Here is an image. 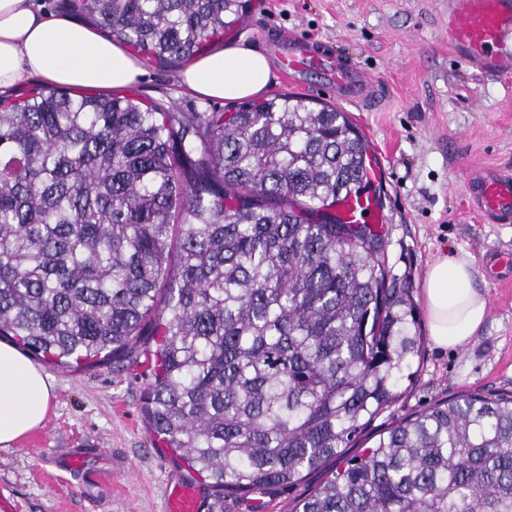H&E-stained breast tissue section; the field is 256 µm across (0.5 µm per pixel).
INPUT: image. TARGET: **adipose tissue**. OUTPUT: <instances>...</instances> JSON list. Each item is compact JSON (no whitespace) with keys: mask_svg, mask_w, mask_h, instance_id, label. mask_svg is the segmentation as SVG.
Here are the masks:
<instances>
[{"mask_svg":"<svg viewBox=\"0 0 512 512\" xmlns=\"http://www.w3.org/2000/svg\"><path fill=\"white\" fill-rule=\"evenodd\" d=\"M143 74L129 46L96 26L47 12L43 0H0V93L32 75L49 88L119 91ZM270 75L265 53L231 42L183 64L179 82L203 99L239 100L264 91ZM421 300L430 340L443 350L466 346L489 313L467 253L428 265ZM54 398L53 379L16 347L0 344V447L39 428Z\"/></svg>","mask_w":512,"mask_h":512,"instance_id":"ef3b65f1","label":"adipose tissue"}]
</instances>
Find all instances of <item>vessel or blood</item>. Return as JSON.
Here are the masks:
<instances>
[{
    "instance_id": "obj_1",
    "label": "vessel or blood",
    "mask_w": 512,
    "mask_h": 512,
    "mask_svg": "<svg viewBox=\"0 0 512 512\" xmlns=\"http://www.w3.org/2000/svg\"><path fill=\"white\" fill-rule=\"evenodd\" d=\"M448 37L458 58L476 69L505 76L512 73V0H448ZM281 69L288 77L317 70L340 103H361L374 92L372 79L357 66L311 44L276 45ZM480 213L493 224L512 223V175L492 173L469 185ZM346 221L385 223L380 196L351 193L340 205ZM199 489L177 483L168 494L167 512H198Z\"/></svg>"
}]
</instances>
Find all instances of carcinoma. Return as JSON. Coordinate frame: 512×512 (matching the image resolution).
I'll return each instance as SVG.
<instances>
[{"label":"carcinoma","mask_w":512,"mask_h":512,"mask_svg":"<svg viewBox=\"0 0 512 512\" xmlns=\"http://www.w3.org/2000/svg\"><path fill=\"white\" fill-rule=\"evenodd\" d=\"M76 6L176 68L247 0ZM366 158L347 113L288 93L235 112L0 98V337L61 364L162 337L144 412L166 447L219 499L293 484L344 459L420 355L382 235L336 216ZM290 512H512V398L406 416Z\"/></svg>","instance_id":"1"}]
</instances>
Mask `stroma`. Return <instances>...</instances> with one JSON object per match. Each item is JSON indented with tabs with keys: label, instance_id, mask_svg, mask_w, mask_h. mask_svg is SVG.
<instances>
[{
	"label": "stroma",
	"instance_id": "obj_1",
	"mask_svg": "<svg viewBox=\"0 0 512 512\" xmlns=\"http://www.w3.org/2000/svg\"><path fill=\"white\" fill-rule=\"evenodd\" d=\"M339 46L377 82L373 97L347 113L368 141V188L389 215L383 233L413 302L429 262L468 252L487 293L484 327L464 348L443 351L423 338L413 379L378 414L360 444L401 418L469 392L512 395V286L491 282L488 250L512 256V224L474 212L468 182L480 172L512 173V81L464 67L448 40V0H251L227 33L264 52L285 36ZM132 88L180 112H231V100L204 101L184 90L178 69L145 63ZM56 397L43 425L0 449V512H166L171 484L192 479L156 447L144 417L151 380L146 356L93 366L45 363ZM97 454L65 468L73 449Z\"/></svg>",
	"mask_w": 512,
	"mask_h": 512
}]
</instances>
